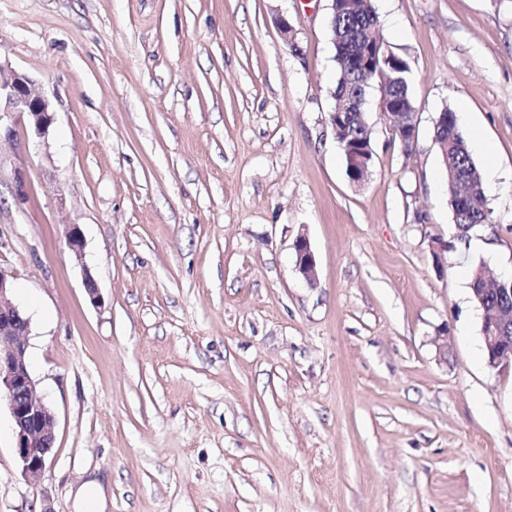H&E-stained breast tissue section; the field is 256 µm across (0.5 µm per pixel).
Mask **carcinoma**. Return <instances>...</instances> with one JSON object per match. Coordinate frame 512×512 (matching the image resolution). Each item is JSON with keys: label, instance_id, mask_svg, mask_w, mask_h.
I'll return each instance as SVG.
<instances>
[{"label": "carcinoma", "instance_id": "obj_1", "mask_svg": "<svg viewBox=\"0 0 512 512\" xmlns=\"http://www.w3.org/2000/svg\"><path fill=\"white\" fill-rule=\"evenodd\" d=\"M377 21L375 8L370 3L363 5L357 15L336 13L337 79L334 91L340 96L359 90L366 96L370 90L375 89L380 96L389 97L396 104L413 112L415 106L409 93V66L404 59L393 55L379 70L347 64L358 41L366 38ZM442 125L448 129L449 146L448 155L443 157L444 166L461 171L468 181L463 192L452 181H447L455 229H461L468 235L476 227L488 224L486 212L489 208L483 190L482 174L471 156L460 131L456 113L452 109L443 110Z\"/></svg>", "mask_w": 512, "mask_h": 512}]
</instances>
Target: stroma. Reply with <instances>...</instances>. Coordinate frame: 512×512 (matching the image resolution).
Returning <instances> with one entry per match:
<instances>
[{"label": "stroma", "mask_w": 512, "mask_h": 512, "mask_svg": "<svg viewBox=\"0 0 512 512\" xmlns=\"http://www.w3.org/2000/svg\"><path fill=\"white\" fill-rule=\"evenodd\" d=\"M373 5L417 138L404 153L370 110L356 188L329 0H0V68L55 112L0 142V267L56 420L33 481L0 408V512H75L88 480L104 512H512V367L487 365L467 283L479 261L512 276V9ZM447 108L498 170L462 241ZM295 251V267L304 281L314 287L318 283L317 263L310 244L304 235L296 238L293 245Z\"/></svg>", "instance_id": "obj_1"}]
</instances>
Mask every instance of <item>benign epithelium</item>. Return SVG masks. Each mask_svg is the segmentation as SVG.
<instances>
[{
	"instance_id": "benign-epithelium-1",
	"label": "benign epithelium",
	"mask_w": 512,
	"mask_h": 512,
	"mask_svg": "<svg viewBox=\"0 0 512 512\" xmlns=\"http://www.w3.org/2000/svg\"><path fill=\"white\" fill-rule=\"evenodd\" d=\"M390 56L381 42L365 46L363 58L377 66ZM377 109L389 126L404 132L402 150L411 152L416 142V113L399 112L389 99H381ZM367 102L358 92L344 95L328 112V124L346 152L350 182L362 185L373 165L372 147L357 136L366 125ZM28 118L35 136L44 138L53 122L51 103L36 83L25 75L0 74V131L14 137L15 126ZM295 267L304 281L318 283L317 263L307 238L294 243ZM12 273L0 268V400L6 402L12 422L15 449L23 472L33 481L44 471L55 443V418L48 404L37 395L28 369L26 352L29 319L9 299ZM481 311V333L489 367L512 366V277L496 278L488 270H478L471 283Z\"/></svg>"
}]
</instances>
